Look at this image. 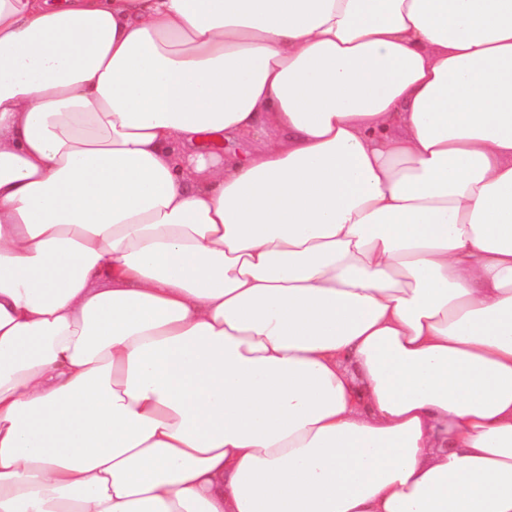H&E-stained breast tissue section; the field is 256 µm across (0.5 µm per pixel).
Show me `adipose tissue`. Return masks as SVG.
Listing matches in <instances>:
<instances>
[{
    "label": "adipose tissue",
    "mask_w": 512,
    "mask_h": 512,
    "mask_svg": "<svg viewBox=\"0 0 512 512\" xmlns=\"http://www.w3.org/2000/svg\"><path fill=\"white\" fill-rule=\"evenodd\" d=\"M0 512H512V0H0Z\"/></svg>",
    "instance_id": "adipose-tissue-1"
}]
</instances>
